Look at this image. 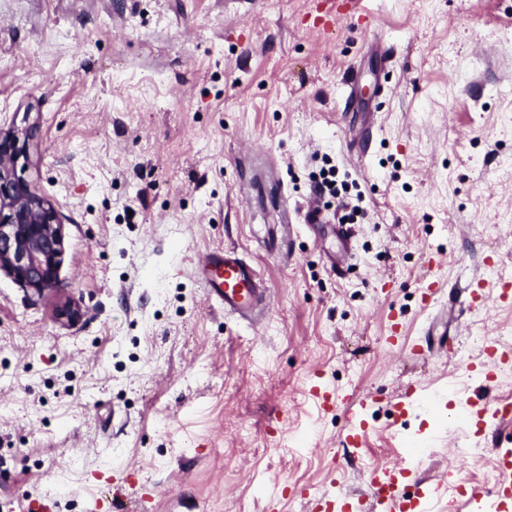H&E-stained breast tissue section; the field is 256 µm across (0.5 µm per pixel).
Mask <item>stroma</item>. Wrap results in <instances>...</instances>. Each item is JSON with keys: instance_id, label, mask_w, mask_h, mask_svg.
<instances>
[{"instance_id": "1", "label": "stroma", "mask_w": 512, "mask_h": 512, "mask_svg": "<svg viewBox=\"0 0 512 512\" xmlns=\"http://www.w3.org/2000/svg\"><path fill=\"white\" fill-rule=\"evenodd\" d=\"M31 124L17 172L65 226L84 314L0 274V512H96L124 472L127 512H269L278 484L276 512H306L403 438L434 437L429 479L485 447L391 402L446 386L462 408L483 340L512 346V309L460 290L512 276V0H0V130ZM330 165L363 196L345 243L310 192ZM229 246L273 293L253 324L192 275ZM394 315L409 339L450 326L452 358L387 350ZM316 380L375 399L354 457Z\"/></svg>"}]
</instances>
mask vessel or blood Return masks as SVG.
<instances>
[{"label":"vessel or blood","instance_id":"obj_1","mask_svg":"<svg viewBox=\"0 0 512 512\" xmlns=\"http://www.w3.org/2000/svg\"><path fill=\"white\" fill-rule=\"evenodd\" d=\"M193 275L203 286L208 302L225 313L243 320L252 319L268 298L267 289L257 272L232 248L216 249L198 257ZM468 306L484 307L488 301L512 306V282L496 284L476 278L467 288ZM453 353L448 335L426 331L411 344L409 354L420 358L433 352ZM512 364V348L498 341L489 342L477 368L485 387H493L497 373ZM446 389L434 391L431 399L421 398L416 388L402 390L393 407L400 414L423 408L426 402H441ZM366 402L349 404L341 445L348 455H356L369 433ZM462 425L474 434H491L492 460L498 473L489 492H482L466 478H459V498L448 496L446 479L427 480L414 476L407 463L369 468L364 475L365 489L355 493L321 492L309 496L310 512H512V448L508 447L507 429L512 428V399L504 396L480 397L467 402Z\"/></svg>","mask_w":512,"mask_h":512}]
</instances>
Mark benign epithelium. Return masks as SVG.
<instances>
[{
    "mask_svg": "<svg viewBox=\"0 0 512 512\" xmlns=\"http://www.w3.org/2000/svg\"><path fill=\"white\" fill-rule=\"evenodd\" d=\"M28 150V141L0 134V272L33 298L54 294L55 320L74 324L83 312L65 295L61 278L63 224L52 203L36 194L16 171L18 155Z\"/></svg>",
    "mask_w": 512,
    "mask_h": 512,
    "instance_id": "1",
    "label": "benign epithelium"
}]
</instances>
